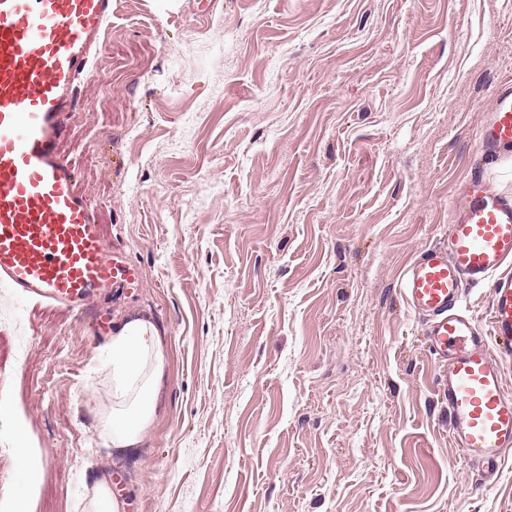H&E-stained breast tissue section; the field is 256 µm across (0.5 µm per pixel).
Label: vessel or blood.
Returning <instances> with one entry per match:
<instances>
[{
    "label": "vessel or blood",
    "mask_w": 512,
    "mask_h": 512,
    "mask_svg": "<svg viewBox=\"0 0 512 512\" xmlns=\"http://www.w3.org/2000/svg\"><path fill=\"white\" fill-rule=\"evenodd\" d=\"M112 0H0V288L70 310L97 292L139 286L143 269L106 249L95 212L74 189L60 145L77 104L76 80L99 48ZM475 150L486 165L512 159V83L481 107ZM444 240L405 267L401 293L424 322L446 373L449 432L462 460L493 478L512 456V193L478 175L460 184ZM491 284L490 328L464 303Z\"/></svg>",
    "instance_id": "obj_1"
}]
</instances>
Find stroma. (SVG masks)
<instances>
[{
    "label": "stroma",
    "instance_id": "stroma-1",
    "mask_svg": "<svg viewBox=\"0 0 512 512\" xmlns=\"http://www.w3.org/2000/svg\"><path fill=\"white\" fill-rule=\"evenodd\" d=\"M101 44L62 154L144 278L84 312L0 293V512H75L103 475L125 512H512L400 292L512 80V0H112ZM99 310L165 340L125 455Z\"/></svg>",
    "mask_w": 512,
    "mask_h": 512
}]
</instances>
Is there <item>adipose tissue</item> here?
I'll return each instance as SVG.
<instances>
[{
	"instance_id": "1",
	"label": "adipose tissue",
	"mask_w": 512,
	"mask_h": 512,
	"mask_svg": "<svg viewBox=\"0 0 512 512\" xmlns=\"http://www.w3.org/2000/svg\"><path fill=\"white\" fill-rule=\"evenodd\" d=\"M107 355L112 412L103 419L101 433L121 453L140 445L154 418L165 348L154 323L138 317L115 324Z\"/></svg>"
}]
</instances>
